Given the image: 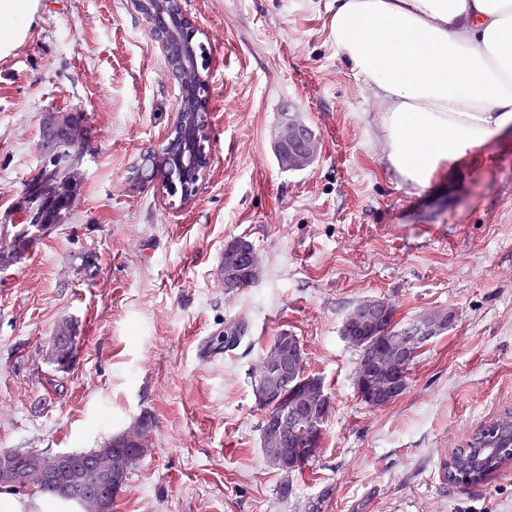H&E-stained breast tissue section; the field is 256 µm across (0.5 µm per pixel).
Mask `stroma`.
Returning <instances> with one entry per match:
<instances>
[{"label": "stroma", "mask_w": 512, "mask_h": 512, "mask_svg": "<svg viewBox=\"0 0 512 512\" xmlns=\"http://www.w3.org/2000/svg\"><path fill=\"white\" fill-rule=\"evenodd\" d=\"M34 2L0 57V225L23 218L46 112L86 113L94 134L64 223L0 267V452L90 451L147 416L152 446L112 512H512V463L478 485L441 477L512 409V134L413 184L387 160L381 101L329 41L330 0H180L209 80L210 165L185 205L130 178L180 107L134 0ZM287 102L323 146L297 172L272 152ZM239 238L264 274L229 292L217 269ZM366 298L402 325L453 316L384 407L360 400L341 336ZM64 321L79 344L61 372L46 354ZM237 321L241 342L216 352ZM283 329L332 398L317 455L287 477L264 460L252 389Z\"/></svg>", "instance_id": "1"}]
</instances>
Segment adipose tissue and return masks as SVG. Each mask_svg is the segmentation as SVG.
<instances>
[{
    "label": "adipose tissue",
    "mask_w": 512,
    "mask_h": 512,
    "mask_svg": "<svg viewBox=\"0 0 512 512\" xmlns=\"http://www.w3.org/2000/svg\"><path fill=\"white\" fill-rule=\"evenodd\" d=\"M337 55L384 101L388 160L423 186L443 164L512 131V0H333ZM33 0H0V50Z\"/></svg>",
    "instance_id": "adipose-tissue-1"
}]
</instances>
